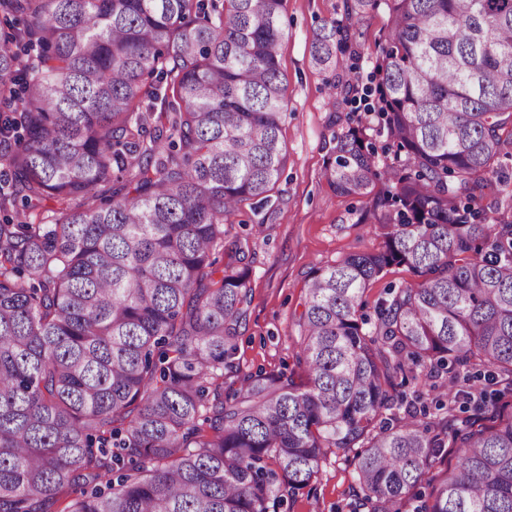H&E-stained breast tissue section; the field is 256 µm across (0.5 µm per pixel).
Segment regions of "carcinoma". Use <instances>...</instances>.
<instances>
[{
    "label": "carcinoma",
    "mask_w": 512,
    "mask_h": 512,
    "mask_svg": "<svg viewBox=\"0 0 512 512\" xmlns=\"http://www.w3.org/2000/svg\"><path fill=\"white\" fill-rule=\"evenodd\" d=\"M287 0H0V512H279L330 454L369 512H512V0H345L388 11L366 126L333 132L323 177L371 196L382 246L318 267L296 326L306 382L224 396L250 302L224 224L287 162ZM355 33L325 20L311 59ZM53 207H46V202ZM394 266L376 320L371 281ZM424 375L431 404L398 391ZM453 452L454 467L435 472ZM415 279L417 277L406 267H393L385 277L371 284L366 290L363 299L365 300L367 312L371 314L373 320L375 318V304L379 298L387 297L385 289L390 282L401 284L412 282ZM481 389H484L489 393L493 390L502 389V386L493 384L491 381L484 380L483 376L479 379H468V377L464 379L461 376L457 383V387L453 388L452 392L448 395V402L446 401L447 399L444 398L445 403L448 404V414L450 415V421L448 424H455L458 427H462L465 425L466 419L474 417L472 416L474 413L473 409L468 403H466V399L463 398L461 392L459 393L457 391L464 390L476 394L477 390L479 391Z\"/></svg>",
    "instance_id": "cac0c4a2"
}]
</instances>
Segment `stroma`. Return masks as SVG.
Segmentation results:
<instances>
[{"mask_svg": "<svg viewBox=\"0 0 512 512\" xmlns=\"http://www.w3.org/2000/svg\"><path fill=\"white\" fill-rule=\"evenodd\" d=\"M344 18V0H288L283 14L288 33L280 49L288 81L282 129L287 163L268 199L243 203L224 226L225 242L249 244L251 290L237 369L224 376L228 393L239 388L244 376L259 373H281L303 382L294 320L313 270L352 253L376 250L382 242L368 199L339 194L322 176L334 126L377 122L370 112L377 96L353 103L343 91L329 93L333 71L311 62L310 46L321 23ZM352 28L363 46L355 62L357 82L373 85L376 52L389 36L388 13L379 10L353 22ZM356 494L349 459L332 456L318 477L298 491L290 512H352Z\"/></svg>", "mask_w": 512, "mask_h": 512, "instance_id": "obj_1", "label": "stroma"}]
</instances>
